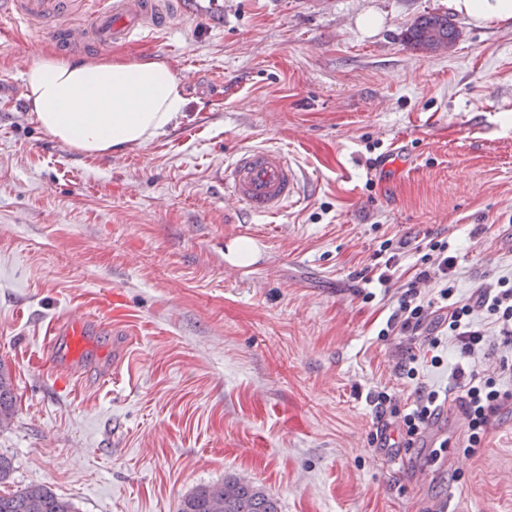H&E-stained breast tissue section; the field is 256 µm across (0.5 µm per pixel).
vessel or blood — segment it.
<instances>
[{"label":"vessel or blood","instance_id":"1","mask_svg":"<svg viewBox=\"0 0 512 512\" xmlns=\"http://www.w3.org/2000/svg\"><path fill=\"white\" fill-rule=\"evenodd\" d=\"M84 27L60 30L43 28V35L73 47L82 44L108 46L133 42L145 31L167 27L183 9L182 0H98ZM70 0H0V19L15 23L35 22L64 14ZM224 197L249 212L275 216L299 194V175L287 153L277 148L257 147L242 152L228 174L220 180ZM84 318L69 317L51 324L45 338L51 348L42 364L60 374L66 362L79 360L86 347Z\"/></svg>","mask_w":512,"mask_h":512}]
</instances>
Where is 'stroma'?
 <instances>
[{
	"mask_svg": "<svg viewBox=\"0 0 512 512\" xmlns=\"http://www.w3.org/2000/svg\"><path fill=\"white\" fill-rule=\"evenodd\" d=\"M450 14L451 52L408 45L423 15ZM0 24V360L17 399L0 425L13 473L75 512H178L199 485L243 479L279 512H512V403L468 457L419 441L395 470L378 423L455 364L484 355L388 330L429 239L448 241L455 297L512 277V19L479 24L450 0H189L173 26L86 55L150 57L181 75L177 125L144 147L88 156L52 139L24 96L36 48ZM286 152L300 195L278 216L233 209L218 179L241 151ZM252 241L229 267L228 243ZM397 255L392 281L378 275ZM94 318L63 384L43 369L47 323ZM440 363H433V356ZM414 364L415 377L403 367ZM397 413L378 415L374 397ZM431 466L427 483L413 473Z\"/></svg>",
	"mask_w": 512,
	"mask_h": 512,
	"instance_id": "35a3bbf8",
	"label": "stroma"
}]
</instances>
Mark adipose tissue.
<instances>
[{"mask_svg":"<svg viewBox=\"0 0 512 512\" xmlns=\"http://www.w3.org/2000/svg\"><path fill=\"white\" fill-rule=\"evenodd\" d=\"M24 82L45 132L94 156L147 145L178 123L186 105L181 78L148 57H69L40 48Z\"/></svg>","mask_w":512,"mask_h":512,"instance_id":"adipose-tissue-1","label":"adipose tissue"}]
</instances>
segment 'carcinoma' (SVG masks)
Segmentation results:
<instances>
[{"label": "carcinoma", "instance_id": "cac0c4a2", "mask_svg": "<svg viewBox=\"0 0 512 512\" xmlns=\"http://www.w3.org/2000/svg\"><path fill=\"white\" fill-rule=\"evenodd\" d=\"M458 30L446 15H424L409 31V40L418 48L434 50L457 39ZM16 398L6 365L0 361V424L8 422ZM0 512H75L71 502L58 497L46 486L28 487L0 493ZM179 512H278L276 502L250 482L240 479L199 487L185 495Z\"/></svg>", "mask_w": 512, "mask_h": 512}]
</instances>
